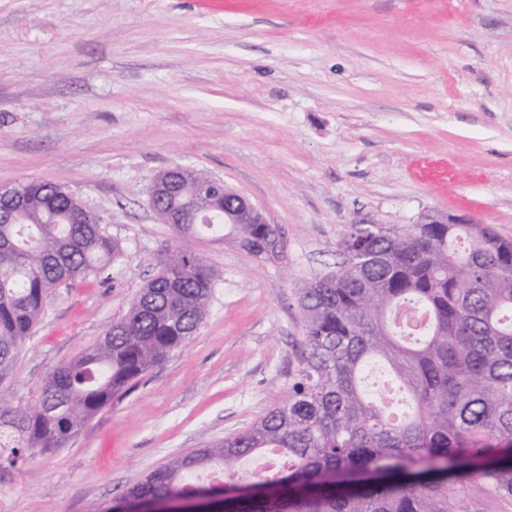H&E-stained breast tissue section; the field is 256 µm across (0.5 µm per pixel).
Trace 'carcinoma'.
Listing matches in <instances>:
<instances>
[{
	"instance_id": "carcinoma-1",
	"label": "carcinoma",
	"mask_w": 512,
	"mask_h": 512,
	"mask_svg": "<svg viewBox=\"0 0 512 512\" xmlns=\"http://www.w3.org/2000/svg\"><path fill=\"white\" fill-rule=\"evenodd\" d=\"M195 171L181 191L203 196ZM0 367L29 336L58 285L123 254L101 217L47 180L0 186ZM183 241L239 236L258 260L279 256L278 224H177ZM342 255L370 251L336 281L299 288L305 324L288 398L224 440L176 455L108 512L191 500L208 512H489L512 502V239L488 224L357 225ZM222 273L189 246L165 249L127 313L69 362L40 397L0 395V468L55 451L196 333ZM276 450L281 468L236 465ZM222 471V480L199 475Z\"/></svg>"
}]
</instances>
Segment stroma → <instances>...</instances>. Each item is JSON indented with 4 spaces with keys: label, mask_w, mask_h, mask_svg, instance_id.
I'll return each mask as SVG.
<instances>
[{
    "label": "stroma",
    "mask_w": 512,
    "mask_h": 512,
    "mask_svg": "<svg viewBox=\"0 0 512 512\" xmlns=\"http://www.w3.org/2000/svg\"><path fill=\"white\" fill-rule=\"evenodd\" d=\"M174 166L281 225L280 257L193 241L224 273L197 332L64 448L1 473L0 512H106L282 401L298 288L335 271L351 225L439 211L512 238V0H0V180L61 185L124 250L55 289L0 369L14 402L178 244L148 193Z\"/></svg>",
    "instance_id": "1"
}]
</instances>
